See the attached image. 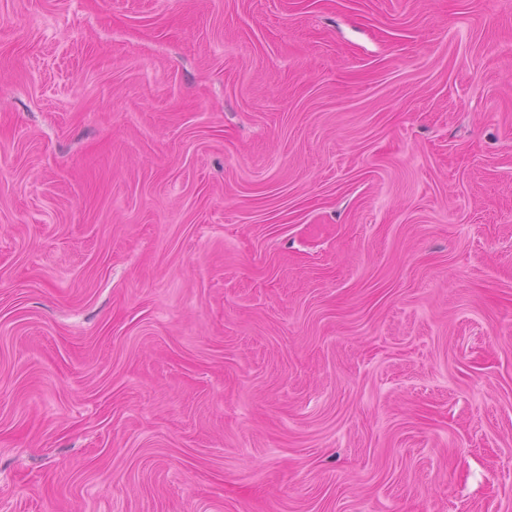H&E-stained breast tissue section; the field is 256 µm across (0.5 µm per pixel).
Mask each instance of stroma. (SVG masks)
<instances>
[{"mask_svg": "<svg viewBox=\"0 0 512 512\" xmlns=\"http://www.w3.org/2000/svg\"><path fill=\"white\" fill-rule=\"evenodd\" d=\"M0 512H512V0H0Z\"/></svg>", "mask_w": 512, "mask_h": 512, "instance_id": "obj_1", "label": "stroma"}]
</instances>
